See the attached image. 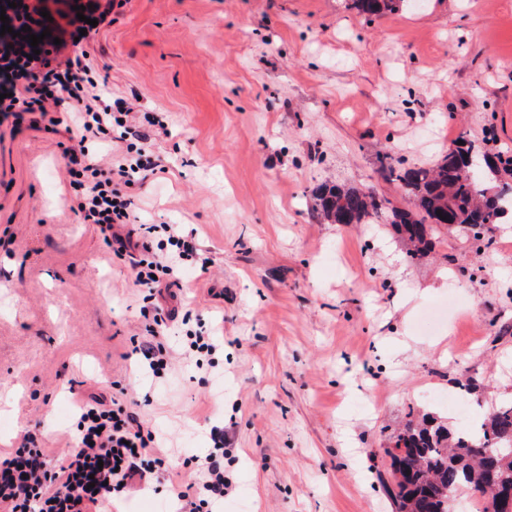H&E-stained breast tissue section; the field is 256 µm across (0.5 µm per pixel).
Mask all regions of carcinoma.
I'll return each mask as SVG.
<instances>
[{
    "label": "carcinoma",
    "mask_w": 512,
    "mask_h": 512,
    "mask_svg": "<svg viewBox=\"0 0 512 512\" xmlns=\"http://www.w3.org/2000/svg\"><path fill=\"white\" fill-rule=\"evenodd\" d=\"M361 14L394 12L402 0H352ZM465 145L448 150L429 166L404 167L381 161V178L396 184L408 207H398L372 187L323 185L314 192L315 212L330 224L391 225L406 242L409 260L433 247L436 233L456 222L484 247L493 245L492 226L509 210V203H491L487 189L467 166ZM495 176L512 178V157L483 158ZM384 453L391 458L392 481L386 490L396 512H448V494L469 490L484 501L483 512H498L488 490L500 482L512 485V460L499 448H512V399L503 400L478 419L476 429H454L439 415L409 410L391 434Z\"/></svg>",
    "instance_id": "cac0c4a2"
}]
</instances>
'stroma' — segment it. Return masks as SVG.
<instances>
[{
	"instance_id": "obj_1",
	"label": "stroma",
	"mask_w": 512,
	"mask_h": 512,
	"mask_svg": "<svg viewBox=\"0 0 512 512\" xmlns=\"http://www.w3.org/2000/svg\"><path fill=\"white\" fill-rule=\"evenodd\" d=\"M108 89L137 97L159 166L143 224L194 231L160 299L224 340L208 375L165 341L171 373L130 357L142 295L82 223L64 130L0 123V456L25 436L72 448L79 400L138 405L180 480L220 426L235 456L224 512H394L378 479L409 408L472 379L473 414L512 398V223L480 250L441 231L414 262L381 224H327L321 184L375 187L384 156L431 165L458 138L512 156V0H126L92 36ZM354 8L361 14L371 16L394 12L404 0H352Z\"/></svg>"
}]
</instances>
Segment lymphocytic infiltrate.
Instances as JSON below:
<instances>
[{
  "mask_svg": "<svg viewBox=\"0 0 512 512\" xmlns=\"http://www.w3.org/2000/svg\"><path fill=\"white\" fill-rule=\"evenodd\" d=\"M78 2L83 12H59L52 23L42 16L50 0H14L6 8L11 31L0 36V119H27L51 130L58 124L52 109L69 104L80 130L68 157L71 183L81 191L78 211L84 223L99 226L113 257L128 262L136 286L149 292L173 280L179 261L196 255L197 244L176 224L163 225L166 240L157 244L151 236L158 229L142 225L143 241L135 250L112 231L114 225L131 223L130 189L156 163L147 136L134 134L126 123L135 100L106 99L105 78L89 65L85 43L78 38L84 18L105 23L114 0ZM25 27L50 29L52 38L33 49L20 36ZM92 141L110 144L109 154L90 152ZM142 313L149 337L134 341L132 352L159 379L173 363L155 336L171 316L155 305L143 307ZM210 439L211 448L194 461L192 482L171 487L177 512H217L229 493L232 483L224 461L230 451L224 446L223 428H213ZM72 441L73 452L60 459L30 440L0 456V504H7L9 512H110L135 477L163 475L171 468L154 431L116 401H80Z\"/></svg>",
  "mask_w": 512,
  "mask_h": 512,
  "instance_id": "lymphocytic-infiltrate-1",
  "label": "lymphocytic infiltrate"
}]
</instances>
